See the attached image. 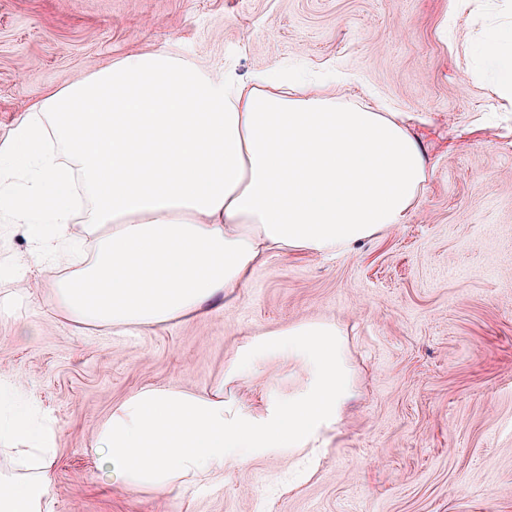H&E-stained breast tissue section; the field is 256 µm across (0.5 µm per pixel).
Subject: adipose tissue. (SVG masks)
<instances>
[{
  "mask_svg": "<svg viewBox=\"0 0 512 512\" xmlns=\"http://www.w3.org/2000/svg\"><path fill=\"white\" fill-rule=\"evenodd\" d=\"M331 83L302 98L291 74L214 78L164 49L120 59L49 95L18 125L14 163L0 169V214L32 241L63 237L81 175L98 249L58 285L62 314L151 327L197 313L270 254H344L414 207L432 169L404 118L337 106L324 93ZM52 134L66 141L68 161L48 149ZM271 345L303 363L304 391L254 415L220 392L141 389L98 432L103 469L122 485L164 492L244 463L246 448L316 452L352 396L339 332L303 321L263 334L238 358ZM0 441L28 472L0 478V512H51L50 435L13 412L0 415Z\"/></svg>",
  "mask_w": 512,
  "mask_h": 512,
  "instance_id": "ef3b65f1",
  "label": "adipose tissue"
}]
</instances>
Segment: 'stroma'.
Returning a JSON list of instances; mask_svg holds the SVG:
<instances>
[{"mask_svg": "<svg viewBox=\"0 0 512 512\" xmlns=\"http://www.w3.org/2000/svg\"><path fill=\"white\" fill-rule=\"evenodd\" d=\"M512 0H0V148L50 92L171 48L212 76L335 70L337 104L402 112L433 168L396 229L346 255H271L248 283L153 328L79 324L56 257L0 219V387L52 432L54 512H512V104L473 49ZM335 323L353 398L305 470L282 448L185 490L127 489L94 446L144 387L238 407L296 392L301 362L258 335Z\"/></svg>", "mask_w": 512, "mask_h": 512, "instance_id": "35a3bbf8", "label": "stroma"}]
</instances>
